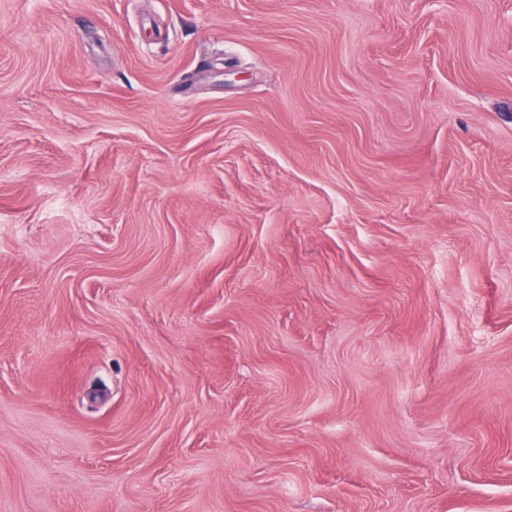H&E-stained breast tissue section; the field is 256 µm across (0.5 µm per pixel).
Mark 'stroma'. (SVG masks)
Segmentation results:
<instances>
[{
	"label": "stroma",
	"mask_w": 512,
	"mask_h": 512,
	"mask_svg": "<svg viewBox=\"0 0 512 512\" xmlns=\"http://www.w3.org/2000/svg\"><path fill=\"white\" fill-rule=\"evenodd\" d=\"M0 512H512V0H0Z\"/></svg>",
	"instance_id": "stroma-1"
}]
</instances>
